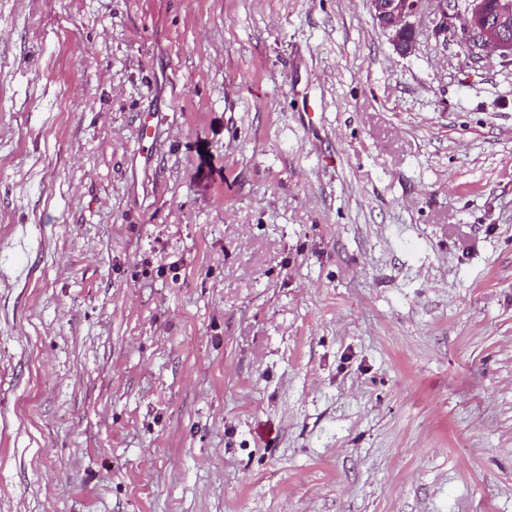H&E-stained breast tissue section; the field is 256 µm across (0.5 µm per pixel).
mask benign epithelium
Listing matches in <instances>:
<instances>
[{
  "instance_id": "obj_1",
  "label": "benign epithelium",
  "mask_w": 512,
  "mask_h": 512,
  "mask_svg": "<svg viewBox=\"0 0 512 512\" xmlns=\"http://www.w3.org/2000/svg\"><path fill=\"white\" fill-rule=\"evenodd\" d=\"M431 2L436 37L451 35L468 44L470 54L481 59L496 53L512 58V9L505 3L494 10L487 0H370L379 27L392 34V43L403 56L416 48L410 18Z\"/></svg>"
}]
</instances>
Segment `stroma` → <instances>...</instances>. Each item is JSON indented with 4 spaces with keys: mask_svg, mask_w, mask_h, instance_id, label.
Masks as SVG:
<instances>
[{
    "mask_svg": "<svg viewBox=\"0 0 512 512\" xmlns=\"http://www.w3.org/2000/svg\"><path fill=\"white\" fill-rule=\"evenodd\" d=\"M432 19L0 0V512H512V60Z\"/></svg>",
    "mask_w": 512,
    "mask_h": 512,
    "instance_id": "obj_1",
    "label": "stroma"
}]
</instances>
